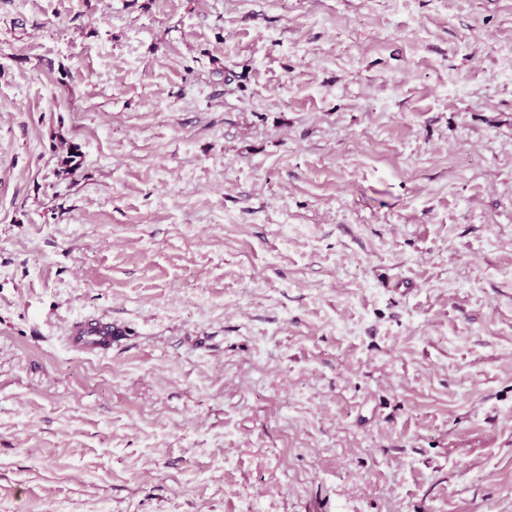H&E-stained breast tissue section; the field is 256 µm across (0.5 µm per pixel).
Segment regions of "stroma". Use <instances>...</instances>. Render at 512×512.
<instances>
[{
	"label": "stroma",
	"mask_w": 512,
	"mask_h": 512,
	"mask_svg": "<svg viewBox=\"0 0 512 512\" xmlns=\"http://www.w3.org/2000/svg\"><path fill=\"white\" fill-rule=\"evenodd\" d=\"M0 512H512V0H0ZM111 334L112 321L88 319L70 328L69 341L74 348L83 351L108 350L112 345L106 346V342Z\"/></svg>",
	"instance_id": "stroma-1"
}]
</instances>
